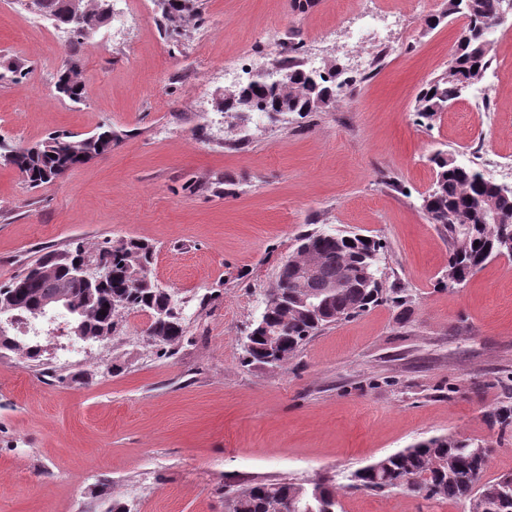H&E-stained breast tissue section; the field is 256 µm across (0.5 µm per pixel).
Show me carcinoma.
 Segmentation results:
<instances>
[{
    "label": "carcinoma",
    "instance_id": "obj_1",
    "mask_svg": "<svg viewBox=\"0 0 512 512\" xmlns=\"http://www.w3.org/2000/svg\"><path fill=\"white\" fill-rule=\"evenodd\" d=\"M163 18L173 28L194 11L193 0H157ZM85 20L80 33L73 35L76 44L87 38L107 15V0H83ZM505 0H449L448 13H460L465 23L457 35L455 53L448 69L429 81L421 90L415 106L417 116L431 121L449 103L458 98L459 87L474 78L476 66L487 71L493 61L492 43L483 29L504 11ZM68 0H26L33 12L52 19L68 28ZM279 66L293 72L290 88L247 82L232 92L236 99L252 104L258 112H268L274 106L286 104L295 112H310L340 96L353 80H339L336 69L322 70L318 86L308 85L303 68L292 59ZM57 85L64 86L63 95L73 102L84 97V84L76 62H70L59 76ZM116 133L110 126L85 138L61 133L39 143L32 152L23 147L0 148L3 165L17 169L33 188L62 177L71 169L112 150ZM436 170L433 188L423 199L431 213L430 223L437 224L448 235L451 250L448 255V276L468 277L485 263L498 256L503 239L512 235V188L502 195V186L486 180L473 167L461 166L438 153L432 158ZM498 198L499 224H484L480 210L487 198ZM380 251L373 240L352 232H318L302 235L288 262L296 267L315 257L320 262V277L316 287L325 282L336 283V291L318 313L297 310L295 273L278 274L274 297L265 310V319L255 324L254 343L264 348L266 341L262 325L281 328L283 346L281 359L288 360L300 346L319 330L354 317L384 300L383 288L362 287V273L379 261L371 254ZM153 245L139 239L106 241L93 249L77 241L72 249L54 253L31 266L16 280L27 284L19 290L12 303L26 312L38 310L43 301L52 298L63 283L69 284V297L64 313L80 324L84 340L109 339L119 331L113 320V309L121 306L150 314H165L166 322L158 327L150 324L145 334L155 343L168 345L185 333V319L168 307L171 293L157 286L132 288L131 275L151 277L154 261ZM112 266V280L99 287L86 288L70 279V267L80 256ZM478 441L459 439L453 435L435 436L412 444L379 459L350 474L347 489L374 492H408L425 500L470 501L478 497L482 512H512V473L493 481H482L488 460L474 454ZM319 493L321 508L317 512H336L340 488L328 481L309 486L292 482H260L241 490L230 498V512H301V506L313 493Z\"/></svg>",
    "mask_w": 512,
    "mask_h": 512
}]
</instances>
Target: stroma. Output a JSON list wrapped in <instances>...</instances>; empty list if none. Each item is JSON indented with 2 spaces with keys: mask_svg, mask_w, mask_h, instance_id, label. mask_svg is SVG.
<instances>
[{
  "mask_svg": "<svg viewBox=\"0 0 512 512\" xmlns=\"http://www.w3.org/2000/svg\"><path fill=\"white\" fill-rule=\"evenodd\" d=\"M81 45L19 0H0V138L81 137L111 151L33 188L0 164V285L74 241L154 245V281L183 302L186 331L149 340L124 313L112 339L52 348L45 364L0 350V512H229L226 485L346 483L423 439H481L484 474L512 472V258L448 285V237L423 198L443 152L484 170L512 161V77H485L433 121L416 99L448 67L463 23L445 0H198L180 32L156 0H111ZM397 16L382 24L385 13ZM296 56L346 69V96L315 112L248 120L220 111L225 69L247 80ZM85 85L55 91L67 59ZM382 246L381 303L313 336L280 368L244 340L305 231ZM342 512H467L466 503L347 490Z\"/></svg>",
  "mask_w": 512,
  "mask_h": 512,
  "instance_id": "1",
  "label": "stroma"
}]
</instances>
